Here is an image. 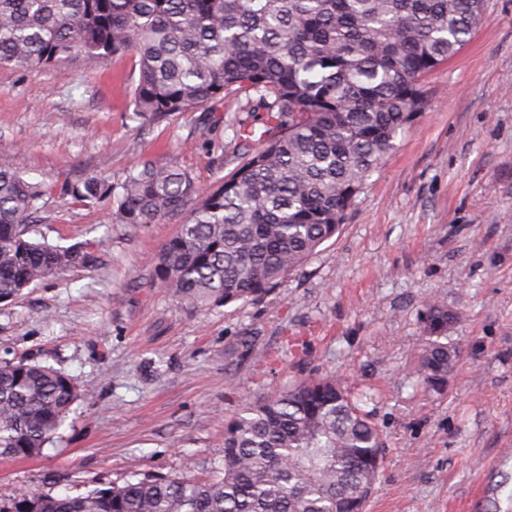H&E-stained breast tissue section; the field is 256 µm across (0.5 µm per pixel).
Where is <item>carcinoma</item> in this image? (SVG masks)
I'll return each mask as SVG.
<instances>
[{
	"label": "carcinoma",
	"mask_w": 512,
	"mask_h": 512,
	"mask_svg": "<svg viewBox=\"0 0 512 512\" xmlns=\"http://www.w3.org/2000/svg\"><path fill=\"white\" fill-rule=\"evenodd\" d=\"M482 0H0V67L94 69L138 58L133 116L158 124L218 110L224 98L265 112L234 140L247 159L203 191L150 160L114 186L64 182L76 202H105L114 224L188 213L163 245L156 281L200 310L253 300L340 231L381 159L426 103L421 80L454 56ZM44 190L0 165V301L56 277L81 252L29 237ZM453 315L432 302L414 382L448 380ZM79 400L74 378L0 362V449L40 455ZM334 376L266 393L224 421L213 480L185 473L87 494L17 493L0 512H364L382 458L377 426Z\"/></svg>",
	"instance_id": "obj_1"
}]
</instances>
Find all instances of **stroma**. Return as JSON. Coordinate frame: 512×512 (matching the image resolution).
<instances>
[{
  "label": "stroma",
  "instance_id": "1",
  "mask_svg": "<svg viewBox=\"0 0 512 512\" xmlns=\"http://www.w3.org/2000/svg\"><path fill=\"white\" fill-rule=\"evenodd\" d=\"M138 69L131 56L96 71L0 68V163L45 190L31 236L86 255L0 303V361L53 367L81 392L42 455L0 458V499L211 479L239 405L335 375L368 392L383 441L366 512H512V0H485L462 50L425 77L424 108L340 232L270 293L211 311L154 276L182 216L114 224L108 205L59 195L66 180L121 182L147 158L204 190L236 168L240 101L143 126ZM433 298L459 349L439 389L412 383Z\"/></svg>",
  "mask_w": 512,
  "mask_h": 512
}]
</instances>
